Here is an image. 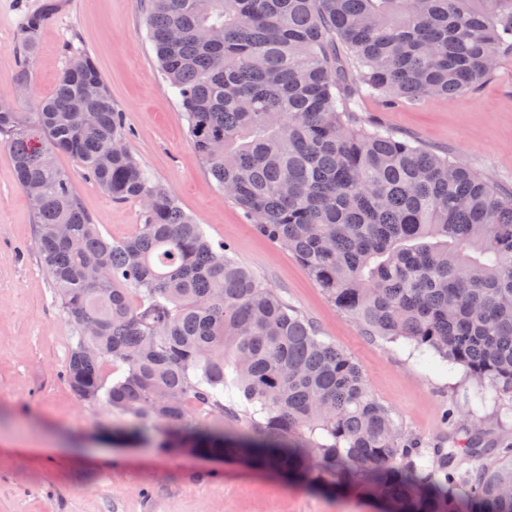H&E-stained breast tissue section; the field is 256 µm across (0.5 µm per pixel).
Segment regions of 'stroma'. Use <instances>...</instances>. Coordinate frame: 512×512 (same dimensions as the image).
<instances>
[{
  "instance_id": "1",
  "label": "stroma",
  "mask_w": 512,
  "mask_h": 512,
  "mask_svg": "<svg viewBox=\"0 0 512 512\" xmlns=\"http://www.w3.org/2000/svg\"><path fill=\"white\" fill-rule=\"evenodd\" d=\"M44 0H0V94L32 112L63 70L67 43L96 61L131 132L129 147L152 181L167 188L213 243L266 287L311 317L323 341L363 369L370 392L397 425L426 441L449 430L448 412L479 419L491 438L512 442V406L478 404L462 368L424 360L414 345L364 334L332 306L304 266L259 234L225 197L189 142L186 118L161 76L148 36L147 0H57L32 63L28 90L16 93L15 45L25 17ZM393 132L448 151L512 191V53L501 54L481 88L419 105H361ZM82 207L104 238L137 232L142 204L116 202L75 159L60 154ZM76 331L67 320L35 244L30 201L0 146V512H376L372 499L302 485L270 469L112 438L119 414L81 400L64 370Z\"/></svg>"
}]
</instances>
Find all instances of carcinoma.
Returning a JSON list of instances; mask_svg holds the SVG:
<instances>
[{
    "mask_svg": "<svg viewBox=\"0 0 512 512\" xmlns=\"http://www.w3.org/2000/svg\"><path fill=\"white\" fill-rule=\"evenodd\" d=\"M53 6L20 29V84ZM148 31L191 146L257 230L366 335L406 340L512 403V193L357 111L479 88L512 51V0H148ZM127 142L87 53L35 112L0 110L41 264L79 331L65 378L127 416L118 440L162 430L169 450L394 512H512V445L454 416L463 435L448 448L399 428L362 367L214 245ZM59 153L113 199L145 203L135 235H101ZM106 361L124 367L108 387Z\"/></svg>",
    "mask_w": 512,
    "mask_h": 512,
    "instance_id": "1",
    "label": "carcinoma"
}]
</instances>
